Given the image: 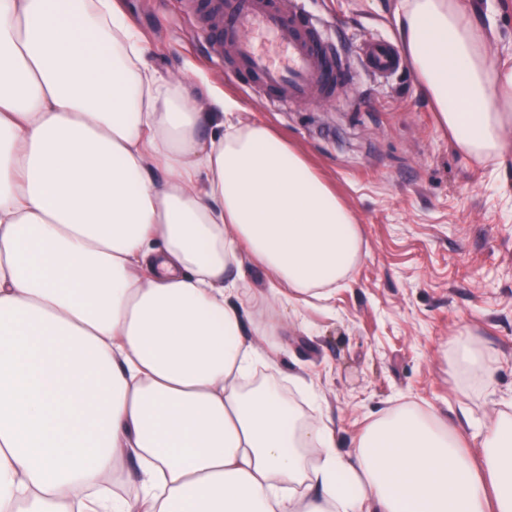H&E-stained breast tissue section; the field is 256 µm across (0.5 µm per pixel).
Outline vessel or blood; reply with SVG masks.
<instances>
[{
	"mask_svg": "<svg viewBox=\"0 0 512 512\" xmlns=\"http://www.w3.org/2000/svg\"><path fill=\"white\" fill-rule=\"evenodd\" d=\"M217 7L227 76H252L285 109L342 99L357 70L382 77L403 64L386 41L366 44L355 62H337L306 0H219Z\"/></svg>",
	"mask_w": 512,
	"mask_h": 512,
	"instance_id": "vessel-or-blood-1",
	"label": "vessel or blood"
}]
</instances>
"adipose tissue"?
Masks as SVG:
<instances>
[{
    "label": "adipose tissue",
    "instance_id": "obj_1",
    "mask_svg": "<svg viewBox=\"0 0 512 512\" xmlns=\"http://www.w3.org/2000/svg\"><path fill=\"white\" fill-rule=\"evenodd\" d=\"M398 46L462 155L512 162V65L464 0H401ZM117 0H0V512H512V414L414 403L343 453L242 310L328 298L360 224L231 95L158 74ZM483 451L472 454L471 440Z\"/></svg>",
    "mask_w": 512,
    "mask_h": 512
}]
</instances>
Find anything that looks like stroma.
<instances>
[{"mask_svg":"<svg viewBox=\"0 0 512 512\" xmlns=\"http://www.w3.org/2000/svg\"><path fill=\"white\" fill-rule=\"evenodd\" d=\"M492 19L488 62L512 56V0H466ZM144 35L147 64H188L205 87L231 93L248 119L284 133L335 188L361 225L366 254L325 302L269 301V274L244 262L252 319L274 326L270 377L312 381L322 411L349 444L368 416L413 402L450 424L492 421L512 401V167L462 156L437 127L410 68L359 75L350 104L269 110L254 79L227 81L204 0H118ZM400 0H310L320 25L352 50L395 40ZM467 332L492 349L487 383L461 394L446 347Z\"/></svg>","mask_w":512,"mask_h":512,"instance_id":"obj_1","label":"stroma"}]
</instances>
